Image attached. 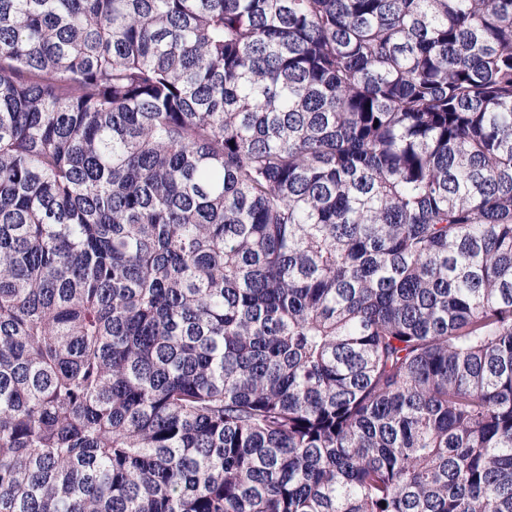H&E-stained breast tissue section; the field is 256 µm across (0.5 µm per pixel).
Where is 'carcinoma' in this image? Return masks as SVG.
<instances>
[{"label": "carcinoma", "instance_id": "carcinoma-1", "mask_svg": "<svg viewBox=\"0 0 512 512\" xmlns=\"http://www.w3.org/2000/svg\"><path fill=\"white\" fill-rule=\"evenodd\" d=\"M0 512H512V0H0Z\"/></svg>", "mask_w": 512, "mask_h": 512}]
</instances>
